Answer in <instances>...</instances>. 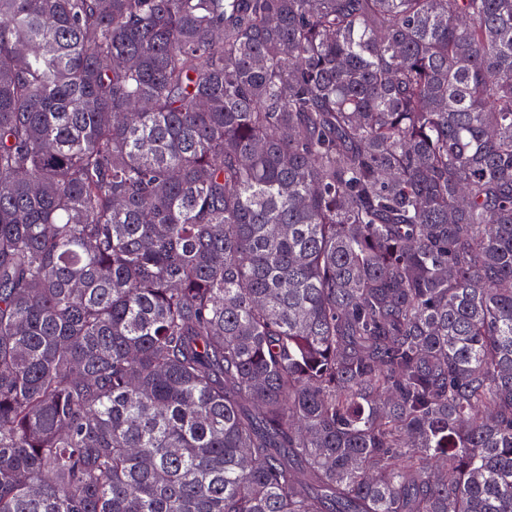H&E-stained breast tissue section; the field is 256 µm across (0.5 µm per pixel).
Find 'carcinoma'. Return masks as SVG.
<instances>
[{
    "label": "carcinoma",
    "instance_id": "obj_1",
    "mask_svg": "<svg viewBox=\"0 0 512 512\" xmlns=\"http://www.w3.org/2000/svg\"><path fill=\"white\" fill-rule=\"evenodd\" d=\"M0 512H512V0H0Z\"/></svg>",
    "mask_w": 512,
    "mask_h": 512
}]
</instances>
